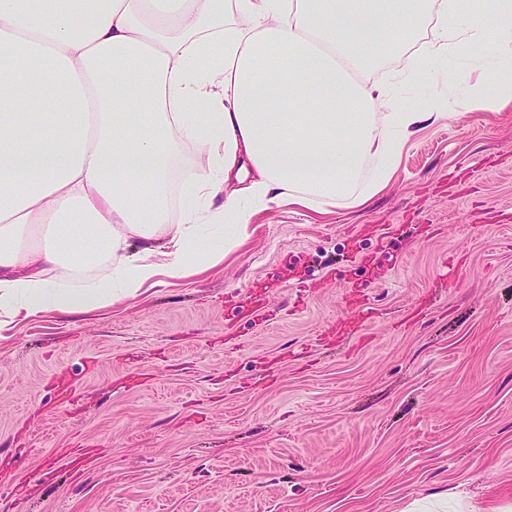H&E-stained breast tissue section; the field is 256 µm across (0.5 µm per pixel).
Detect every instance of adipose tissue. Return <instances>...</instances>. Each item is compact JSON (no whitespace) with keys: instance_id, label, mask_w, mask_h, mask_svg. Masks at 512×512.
<instances>
[{"instance_id":"ef3b65f1","label":"adipose tissue","mask_w":512,"mask_h":512,"mask_svg":"<svg viewBox=\"0 0 512 512\" xmlns=\"http://www.w3.org/2000/svg\"><path fill=\"white\" fill-rule=\"evenodd\" d=\"M426 16L424 0H0V333L203 272L272 205L365 206L423 124L512 111V0H441L401 70L352 77ZM452 61L478 66L466 94L416 107L405 87ZM184 141L211 163L174 224Z\"/></svg>"}]
</instances>
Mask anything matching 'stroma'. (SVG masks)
<instances>
[{
  "label": "stroma",
  "instance_id": "35a3bbf8",
  "mask_svg": "<svg viewBox=\"0 0 512 512\" xmlns=\"http://www.w3.org/2000/svg\"><path fill=\"white\" fill-rule=\"evenodd\" d=\"M0 342V512H512V112L424 127L366 206Z\"/></svg>",
  "mask_w": 512,
  "mask_h": 512
}]
</instances>
